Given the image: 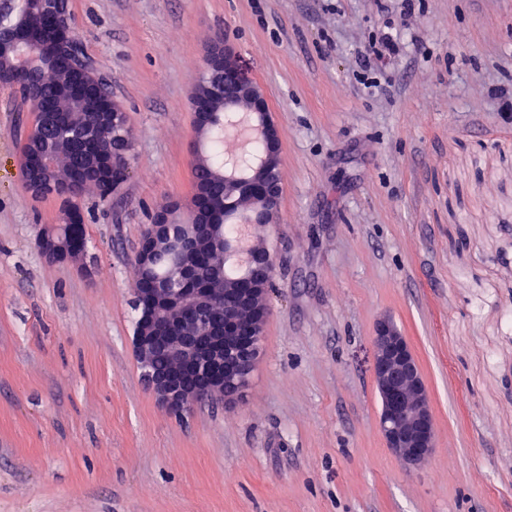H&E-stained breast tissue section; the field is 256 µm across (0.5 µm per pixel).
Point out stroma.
I'll return each instance as SVG.
<instances>
[{"label": "stroma", "instance_id": "stroma-1", "mask_svg": "<svg viewBox=\"0 0 512 512\" xmlns=\"http://www.w3.org/2000/svg\"><path fill=\"white\" fill-rule=\"evenodd\" d=\"M133 132L129 176L79 199L22 183L33 103L0 86V512H512V0H67ZM404 21L400 55L360 66ZM281 135L263 354L245 398L181 415L133 347L134 258L193 193L192 92L216 34ZM391 319L430 392L422 467L385 445Z\"/></svg>", "mask_w": 512, "mask_h": 512}]
</instances>
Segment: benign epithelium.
Instances as JSON below:
<instances>
[{
	"label": "benign epithelium",
	"mask_w": 512,
	"mask_h": 512,
	"mask_svg": "<svg viewBox=\"0 0 512 512\" xmlns=\"http://www.w3.org/2000/svg\"><path fill=\"white\" fill-rule=\"evenodd\" d=\"M63 0H26L23 13L11 18L9 4L0 8V86H16L37 107V119L29 129L24 155L23 180L34 196L54 195L67 202L63 223L42 232L38 248L50 263H60L84 253L70 236L66 223L75 222L81 209L75 200L88 191L100 196L113 188L110 161L115 149L132 139L122 108L101 89L98 80L89 79V69L77 53L78 37L73 29L57 24L41 30L40 49L44 60L35 64L17 41L14 31L55 18ZM72 56L65 71L67 86L79 90L80 103L97 113L90 125L64 124L51 143L41 137V127L60 124L58 113L69 111L70 97L60 98L56 112L41 108L46 79L57 75L52 63L59 50ZM205 76L192 95L193 106L207 103L209 112H195L196 129L207 138L216 131L217 113L246 108L254 139L263 152L247 177L240 179L224 166V195H214L208 182L194 179L189 200V223L179 220L181 205L158 214L148 225L135 256L141 273L134 306L151 299L150 310L141 313L133 344L149 390L173 414H181L222 396L236 401L248 389L263 350L262 336L267 314L266 296L272 277L252 274L247 283L228 288L224 282V259L234 251V241L224 236V225L208 219L211 212L244 211L250 223L268 226L276 223L281 197L280 131L272 118L261 87L243 79L235 52L224 37H217L204 60ZM90 141L95 151L88 155L90 173L79 188L71 187L70 169L60 170L67 159V147ZM176 249L186 262L179 277L166 284L149 287L150 274L160 249ZM249 264L262 270L274 266L267 248L252 247ZM224 304V322L211 320V312ZM166 351L169 370H156V350ZM372 372L382 400L380 428L386 447L404 463L421 466L435 448V426L426 381L418 361L401 331L389 319L379 320L372 337Z\"/></svg>",
	"instance_id": "1"
}]
</instances>
